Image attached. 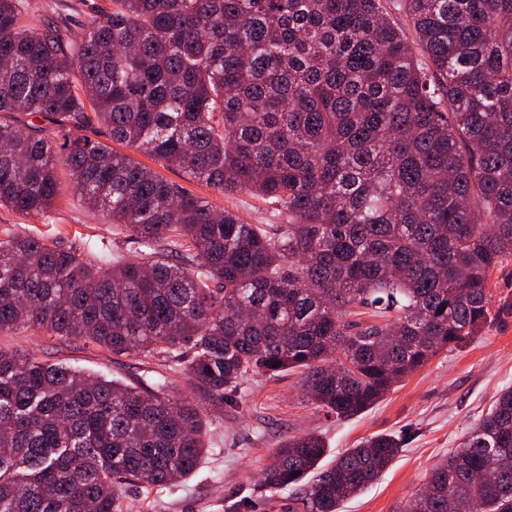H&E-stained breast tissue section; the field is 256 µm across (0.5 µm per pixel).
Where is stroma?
<instances>
[{
    "mask_svg": "<svg viewBox=\"0 0 512 512\" xmlns=\"http://www.w3.org/2000/svg\"><path fill=\"white\" fill-rule=\"evenodd\" d=\"M25 18L35 29L53 22L66 39L78 38L92 20L111 12L112 0H35ZM178 182L219 207L234 210L246 223L267 224V205L246 193L218 194L179 170H164ZM61 191L50 219L22 215L0 207V230L9 228L83 251L140 252V241L126 238L101 212L90 209L60 172ZM0 348L22 356L70 364L78 369L128 383L173 377L171 392L182 396L189 386L171 374L165 362L135 355H115L80 340H64L31 331L0 335ZM512 387V316L481 330L467 347L444 352L405 377L385 397L357 417L339 421L310 404L301 376L284 372L254 376L244 382L245 399L228 403L213 418L209 452L188 479L150 491L130 487L128 512H310L294 492H270L261 473L285 440L308 432L324 433L330 455L378 435L399 437L403 447L390 468L342 512H396L426 481L433 466L457 447L475 422L488 412L502 389Z\"/></svg>",
    "mask_w": 512,
    "mask_h": 512,
    "instance_id": "1",
    "label": "stroma"
}]
</instances>
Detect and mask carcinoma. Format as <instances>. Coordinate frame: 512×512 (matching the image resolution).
Masks as SVG:
<instances>
[{"instance_id":"cac0c4a2","label":"carcinoma","mask_w":512,"mask_h":512,"mask_svg":"<svg viewBox=\"0 0 512 512\" xmlns=\"http://www.w3.org/2000/svg\"><path fill=\"white\" fill-rule=\"evenodd\" d=\"M0 0V206L46 217L66 169L85 204L160 249L92 257L0 239V334L37 329L174 359L191 393L0 349V512H124L190 477L212 413L252 374L302 375L338 419L512 315V0H114L69 47ZM20 114L47 117L56 133ZM98 124L106 141L81 131ZM281 224H247L131 156ZM402 448L326 463L283 442L263 485L341 512ZM490 473L491 480L477 474ZM512 512V388L398 512ZM112 147L122 151L123 153L131 154L139 162L152 167L169 180L178 182L192 192L209 199L213 204L221 208L226 207L234 210L247 224H279L275 223V221L271 219L267 205L258 199L251 197L249 194H218L210 187L206 186L205 183L190 180V178L182 171L168 170L143 153L132 152L128 148L117 144H112ZM512 263L503 272H493L489 281V291L494 295L496 304L499 298L512 301Z\"/></svg>"}]
</instances>
